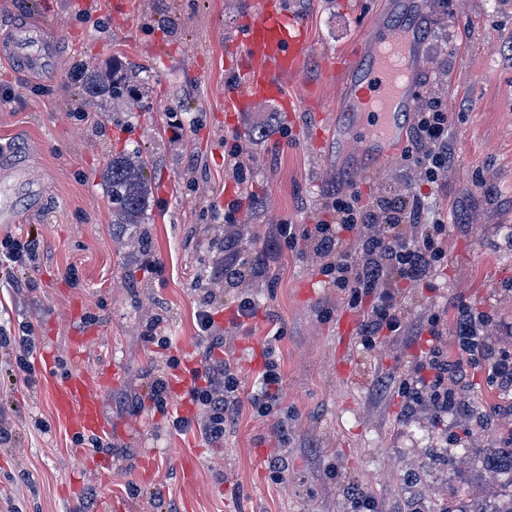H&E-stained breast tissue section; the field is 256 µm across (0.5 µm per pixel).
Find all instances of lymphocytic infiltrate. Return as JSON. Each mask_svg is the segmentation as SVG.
<instances>
[{"mask_svg": "<svg viewBox=\"0 0 512 512\" xmlns=\"http://www.w3.org/2000/svg\"><path fill=\"white\" fill-rule=\"evenodd\" d=\"M448 113L439 100H431L415 115L412 148L408 153L418 180L430 191L440 192L448 171ZM277 236L289 247L304 245L320 260L326 277L345 306L363 313L359 329L362 347L379 339L401 336L404 309L399 288L405 281L426 282L448 264L444 246L446 224L442 209L426 210L421 197L390 196L377 206L363 205L359 195L340 193L331 203L330 217L295 227L280 224ZM235 229L224 235V259L215 279L239 289L235 322L243 324L258 313L249 293V283L264 277L267 266L262 254H244ZM198 336L205 345L202 385L193 387V401L202 407L204 419L197 425L201 435L220 443L240 407V371L223 357L227 338L208 306H200ZM487 315L464 304L454 311H431L422 331L429 348L421 352L399 380L398 391L412 408L441 416L460 410L464 397L459 386L469 366L488 365V381L499 394L512 397V349L501 346L485 333ZM454 335L457 358L448 355L447 335ZM267 359L255 379L249 402L258 416L266 417L282 401V379L273 360L274 339L266 337Z\"/></svg>", "mask_w": 512, "mask_h": 512, "instance_id": "f902f5d3", "label": "lymphocytic infiltrate"}]
</instances>
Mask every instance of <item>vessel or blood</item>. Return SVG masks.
I'll use <instances>...</instances> for the list:
<instances>
[{
  "mask_svg": "<svg viewBox=\"0 0 512 512\" xmlns=\"http://www.w3.org/2000/svg\"><path fill=\"white\" fill-rule=\"evenodd\" d=\"M257 6L256 17L245 22L233 48L243 81L231 95L241 112L258 102L287 106L285 85L298 75L311 52L305 21L287 12L282 0H257ZM366 46L364 62L344 73L343 109L351 121L331 125L322 136L323 144L359 159L389 157L404 142L413 111L419 41L413 30L404 27L378 28L368 36ZM12 49L26 71L55 74V45L44 39L40 28L18 31ZM120 379L116 365L105 368L94 380L72 369L53 388L56 416L71 431L108 434L111 427L102 411L100 390Z\"/></svg>",
  "mask_w": 512,
  "mask_h": 512,
  "instance_id": "vessel-or-blood-1",
  "label": "vessel or blood"
}]
</instances>
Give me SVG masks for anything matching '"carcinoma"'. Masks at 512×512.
I'll list each match as a JSON object with an SVG mask.
<instances>
[{"label": "carcinoma", "instance_id": "1", "mask_svg": "<svg viewBox=\"0 0 512 512\" xmlns=\"http://www.w3.org/2000/svg\"><path fill=\"white\" fill-rule=\"evenodd\" d=\"M85 93L97 97L107 92L114 98L125 93V82L112 71L111 83L101 81L97 72L86 76ZM147 161L138 150H131L112 157L106 168L105 184L112 204V223L143 224L147 216L151 186L145 175ZM488 469L508 476L512 485V448L507 455L485 462Z\"/></svg>", "mask_w": 512, "mask_h": 512}]
</instances>
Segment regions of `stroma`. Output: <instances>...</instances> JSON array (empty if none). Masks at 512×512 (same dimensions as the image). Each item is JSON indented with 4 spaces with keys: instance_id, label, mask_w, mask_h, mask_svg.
<instances>
[{
    "instance_id": "stroma-1",
    "label": "stroma",
    "mask_w": 512,
    "mask_h": 512,
    "mask_svg": "<svg viewBox=\"0 0 512 512\" xmlns=\"http://www.w3.org/2000/svg\"><path fill=\"white\" fill-rule=\"evenodd\" d=\"M303 16L313 51L288 83L294 109L274 103L229 114L240 76L227 45L254 0H0V243H38L34 262H0V331L31 328L32 373L0 346V512H350L370 497L378 512H473L505 492L485 462L503 448L512 417L495 413L485 366L461 382L466 415L410 410L393 387L427 347L418 331L429 310L463 303L493 315L489 331L512 345V6L507 0H428L424 57L414 71L421 98L448 109L447 268L430 283L402 284L405 330L373 349L351 346V371L336 370V323L346 309L318 275L309 251L271 247L276 224L328 218L336 192L365 202L427 194L404 153L369 157L363 170L328 172L319 155L323 114L335 113L338 76L363 54L376 26L407 15L396 0H283ZM41 27L55 42L58 72L29 75L10 53L15 31ZM119 68L131 79L123 103L87 99L77 67ZM238 141V180L224 143ZM140 148L149 160L148 221L112 222L103 175L113 154ZM249 197L236 216L246 252H267L259 310L229 328L236 292L210 284L224 256V204ZM315 295H300L302 281ZM208 302L228 329L227 354L244 387L262 364L274 326L284 398L255 417L242 403L223 446L175 431V405L159 412L153 380L178 370L182 346L204 349L196 313ZM169 337L167 348L150 340ZM80 357H73V349ZM120 365V384L100 393L112 425L106 447L56 419L46 380L75 368L96 376ZM288 420V481L269 478L275 426ZM153 456L143 470L140 458Z\"/></svg>"
}]
</instances>
